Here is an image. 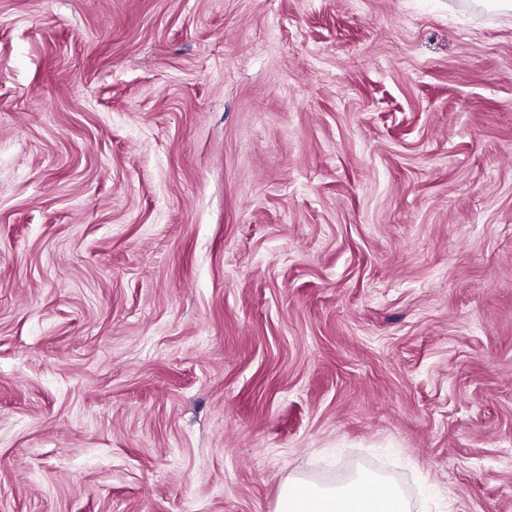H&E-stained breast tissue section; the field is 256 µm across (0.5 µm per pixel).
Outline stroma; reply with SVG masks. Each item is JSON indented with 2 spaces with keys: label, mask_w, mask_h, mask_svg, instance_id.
Here are the masks:
<instances>
[{
  "label": "stroma",
  "mask_w": 512,
  "mask_h": 512,
  "mask_svg": "<svg viewBox=\"0 0 512 512\" xmlns=\"http://www.w3.org/2000/svg\"><path fill=\"white\" fill-rule=\"evenodd\" d=\"M512 512V12L0 0V512ZM400 488L390 479L358 472L341 485L288 479L274 512H408Z\"/></svg>",
  "instance_id": "obj_1"
}]
</instances>
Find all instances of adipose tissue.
Instances as JSON below:
<instances>
[{
	"label": "adipose tissue",
	"instance_id": "adipose-tissue-1",
	"mask_svg": "<svg viewBox=\"0 0 512 512\" xmlns=\"http://www.w3.org/2000/svg\"><path fill=\"white\" fill-rule=\"evenodd\" d=\"M274 512H409V508L393 481L359 472L338 486L288 480L280 488Z\"/></svg>",
	"mask_w": 512,
	"mask_h": 512
}]
</instances>
